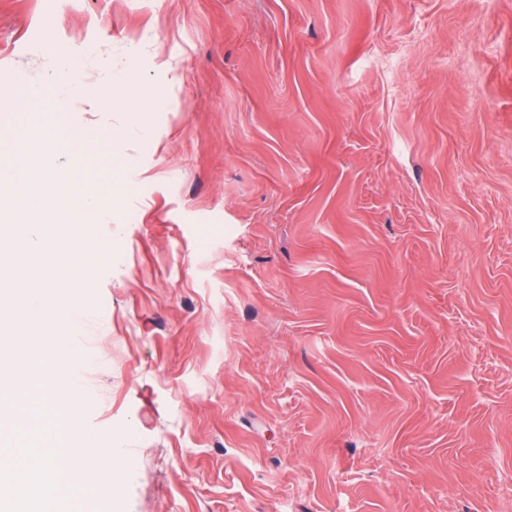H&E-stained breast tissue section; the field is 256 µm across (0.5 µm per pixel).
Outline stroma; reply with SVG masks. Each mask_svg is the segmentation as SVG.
I'll list each match as a JSON object with an SVG mask.
<instances>
[{"label":"stroma","mask_w":512,"mask_h":512,"mask_svg":"<svg viewBox=\"0 0 512 512\" xmlns=\"http://www.w3.org/2000/svg\"><path fill=\"white\" fill-rule=\"evenodd\" d=\"M0 70V132L90 141L34 179L123 195L58 369L124 456L84 512H512V0H0ZM123 70L113 68L112 80L107 83V90L98 99L103 106H112L113 102L132 94V89L125 82Z\"/></svg>","instance_id":"stroma-1"}]
</instances>
